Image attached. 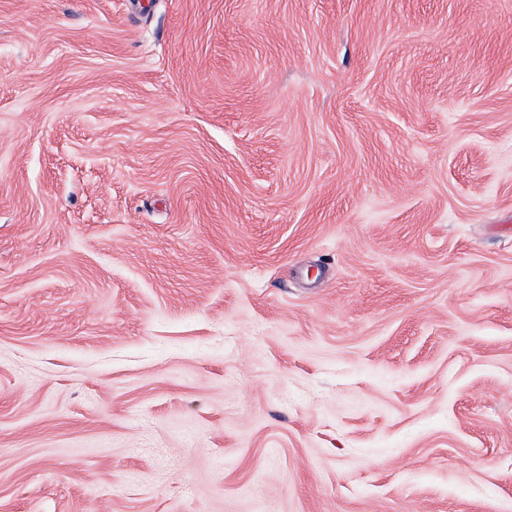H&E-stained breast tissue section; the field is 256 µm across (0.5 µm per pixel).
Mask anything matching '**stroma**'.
<instances>
[{"label":"stroma","mask_w":512,"mask_h":512,"mask_svg":"<svg viewBox=\"0 0 512 512\" xmlns=\"http://www.w3.org/2000/svg\"><path fill=\"white\" fill-rule=\"evenodd\" d=\"M0 512H512V0H0Z\"/></svg>","instance_id":"obj_1"}]
</instances>
